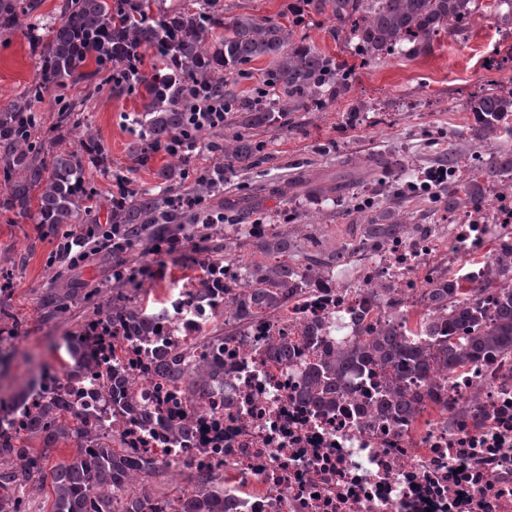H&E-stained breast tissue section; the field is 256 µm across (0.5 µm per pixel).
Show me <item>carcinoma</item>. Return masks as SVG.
<instances>
[{
    "label": "carcinoma",
    "instance_id": "carcinoma-1",
    "mask_svg": "<svg viewBox=\"0 0 512 512\" xmlns=\"http://www.w3.org/2000/svg\"><path fill=\"white\" fill-rule=\"evenodd\" d=\"M153 0H65L58 26L40 35L27 20L37 9V0H0V31L23 30L38 52L39 69L35 80L0 108V174L5 189L0 194V210L18 217H33L39 224H75L91 211L96 189L85 177V163L104 160V148L98 135L83 119L72 117L76 107L62 108L57 135L50 145L35 136L36 115L31 102L51 86L63 87L69 80L84 77L112 82V68H120L127 59L154 48L161 59L173 63L165 78L139 75L148 84L149 102L142 123L141 145L134 150L135 161L146 166L153 147L168 145L186 125L183 101L192 83L212 95L223 96L224 83L216 78L231 73L260 57H271L268 84L275 99L268 105L242 100L235 108V131L225 140L224 154L241 168L250 166L260 145L250 130L273 126L284 112H299L320 107L330 89L345 94L353 80V67L318 49L305 38L295 36V29L305 17L326 15L336 22L333 34L347 35L356 41L365 60H377L411 51L419 54L429 49L441 31L459 35L479 8V0H299L289 24L273 18L241 14L229 24L216 19L205 7L197 10L164 11L152 16ZM224 28V35L216 29ZM95 69L83 72L87 63ZM512 67V44L494 46L486 64L489 71ZM469 112L475 118L472 130L476 139H488L495 123L512 114V85L490 79L487 89L473 97ZM81 130L79 148L59 150L56 145L67 135ZM183 154H171V160L158 172L167 184L174 180ZM512 174V141L497 142L486 158L471 171L464 187L448 183L440 195L448 210L485 205L488 193L512 194V183L502 184V176ZM224 193V169L205 170L195 178L190 193L174 197L170 189L153 193L132 191L123 200L112 201L109 224L120 227L113 240L115 253L133 241L151 240L164 233L168 224H200L208 230L216 213L202 208L204 201ZM355 223L363 224V237L385 241L407 233L410 221L399 206L358 207L352 210ZM251 244L279 253H291L299 247L296 232L286 235L252 234ZM241 244L224 240V259L207 256L201 260L204 276L192 293L209 296L211 277L225 270H213L224 262L236 261L235 250ZM239 292L234 318L245 321L280 307L288 298L297 271L286 262L272 266L238 265ZM488 281L496 283L493 309L485 301L446 282L430 288L427 300L448 304V333L458 338L438 340L437 347L414 343L404 338L396 322L350 345L325 350L309 368L306 392L320 401H333L336 381L351 370L370 366L389 369L395 375L404 370L427 375L434 368L452 369L473 363L491 354L512 353V252H502ZM129 279L114 277L112 307L99 313L85 328L68 340V353L79 363L80 343L85 332L94 330L112 315L121 318L134 336L152 333L145 313L126 299ZM157 372L181 383L190 402L202 400L209 389L223 378L221 367L203 356L186 366L182 355L162 358ZM413 399L394 389L387 401L392 410L410 412ZM39 438L42 450L34 455L25 440ZM62 441L76 443L68 458L46 468V461ZM15 459V467L0 472V488L11 487L17 497H0V512H22L20 495L32 484L51 488L49 512H159L160 498L148 490L150 479L159 468L112 449V436L82 434L78 418L63 406L47 405L30 414L28 426L15 436V443L0 446V457ZM214 476L198 474L195 485L175 499L174 512H224V490Z\"/></svg>",
    "mask_w": 512,
    "mask_h": 512
}]
</instances>
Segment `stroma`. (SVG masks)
<instances>
[{
	"label": "stroma",
	"mask_w": 512,
	"mask_h": 512,
	"mask_svg": "<svg viewBox=\"0 0 512 512\" xmlns=\"http://www.w3.org/2000/svg\"><path fill=\"white\" fill-rule=\"evenodd\" d=\"M166 5L195 9L208 5L223 21L240 14L271 17L287 22L296 0H165ZM334 21L317 15L301 27L303 35L318 48L352 65L354 80L343 96L327 93L321 107L283 118L274 128L261 132V149L253 165L239 168L226 163L214 141L230 135V127L204 130L203 147L185 161V177L176 184L186 190L197 172L220 167L224 170V195L213 202L222 209L224 221L209 237H200L194 225L174 224L171 237L181 242L180 252L164 262L133 244V282L127 297L135 305L149 307L167 288L191 289L203 270L198 254L223 247L225 237H243L250 225L271 224L275 229L297 227L299 234L313 233L306 243L308 255L339 250L360 237L348 212L362 198L371 202H397L420 215L429 224L449 223L451 215L434 198L411 192L409 184L437 165L448 150V131L462 132V164L487 149L472 140L469 99L485 84L486 62L494 44L512 31V20L478 11L465 38L439 34L430 51L417 57L396 54L362 63L353 42L334 39ZM270 62L258 59L225 75L226 93L238 100L255 98L267 79ZM35 60L22 32L0 33V106L22 91L35 77ZM82 101L83 115L98 131L105 151L103 163L87 166V179L98 191L92 214L97 223L107 219V201L116 177L132 188L157 185V170L167 163L165 153H156L149 166L134 163L129 147L138 141L141 128L132 121L148 102L144 87L108 85L91 91L87 82H71L52 89L32 104L38 120V136L49 141L59 117L56 97ZM364 104L359 121H352L350 108ZM384 153L399 166L391 176H382L369 163L372 154ZM322 186L321 195L308 193L309 184ZM287 190L284 197L271 194L273 186ZM314 229H306L309 219ZM66 225L38 224L18 219L0 210V336L9 338L16 350L0 365V378L18 385L29 369L61 370L69 356L59 354L64 339L95 318L110 296L112 263L104 253L91 255L73 265L58 261L56 252ZM55 280H47L48 271ZM56 296L46 305V292Z\"/></svg>",
	"instance_id": "stroma-1"
}]
</instances>
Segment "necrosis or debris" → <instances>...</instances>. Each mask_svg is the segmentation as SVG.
<instances>
[{"mask_svg":"<svg viewBox=\"0 0 512 512\" xmlns=\"http://www.w3.org/2000/svg\"><path fill=\"white\" fill-rule=\"evenodd\" d=\"M512 245V199L462 210L447 224L352 245L355 273H303L301 292L269 314L207 338L236 295L207 301L166 291L152 335L82 339L83 362L50 371L28 407L64 404L85 431L157 466L224 479L230 512H512V356H488L408 381L410 414L383 410L393 381L373 366L345 375L336 400L306 398V370L325 346L347 344L396 320L429 339L438 311L424 302L444 277L483 286L499 246ZM317 332L320 343L309 340ZM287 342L288 358L272 346ZM206 348L223 384L190 405L180 384L155 370L165 352ZM124 378L120 393L105 382Z\"/></svg>","mask_w":512,"mask_h":512,"instance_id":"obj_1","label":"necrosis or debris"}]
</instances>
